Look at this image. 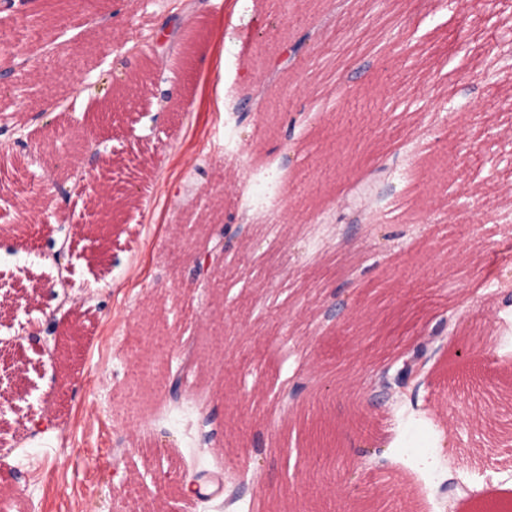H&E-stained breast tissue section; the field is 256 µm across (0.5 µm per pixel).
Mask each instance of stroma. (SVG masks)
Returning a JSON list of instances; mask_svg holds the SVG:
<instances>
[{"label": "stroma", "instance_id": "1", "mask_svg": "<svg viewBox=\"0 0 512 512\" xmlns=\"http://www.w3.org/2000/svg\"><path fill=\"white\" fill-rule=\"evenodd\" d=\"M36 4L65 33L34 40L18 90L0 93V361H29L22 398L0 382V403L13 404L0 414V512H141L157 498L167 512L512 503V72L495 65L512 0H288L279 13L268 0ZM304 36L307 65L285 71L280 57ZM145 66L148 91L130 94L98 144L113 186L139 192L93 265L82 161L52 175L69 200L35 177L47 102L60 129L81 131ZM239 90L262 100L243 121ZM18 127L34 144L15 153ZM384 163L403 217L345 220L347 182ZM219 180L224 223L252 230L218 302L193 282L174 228ZM63 215L78 227L68 303L49 293L14 306L22 281H55L46 257ZM183 299L195 339L222 353L189 378L214 416L208 442L200 411L161 382L184 354ZM49 315L83 327L66 382L53 342L19 346ZM440 324L415 401H368L367 376ZM461 346L476 358H457ZM340 365L354 375L331 410L345 448L362 451L349 484L343 464L306 461L302 426ZM298 369L311 391L287 422L272 395ZM35 418L48 426L33 431ZM374 445L389 448L388 466L367 454ZM193 473L207 501L185 494Z\"/></svg>", "mask_w": 512, "mask_h": 512}]
</instances>
